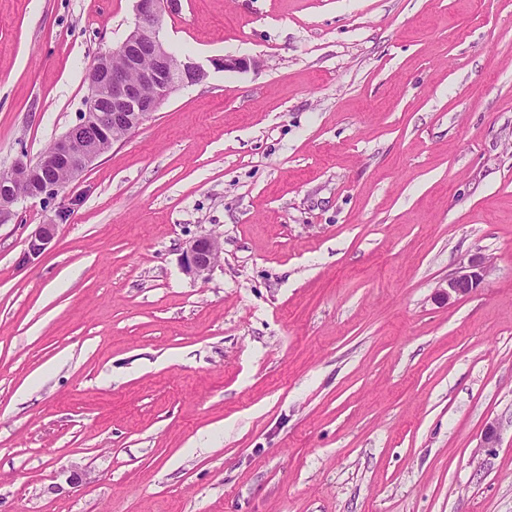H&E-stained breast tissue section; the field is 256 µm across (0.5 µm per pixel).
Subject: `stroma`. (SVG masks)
Segmentation results:
<instances>
[{"mask_svg":"<svg viewBox=\"0 0 512 512\" xmlns=\"http://www.w3.org/2000/svg\"><path fill=\"white\" fill-rule=\"evenodd\" d=\"M134 24L0 0V175ZM160 36L262 66L0 224V512H512V0H177ZM218 242L212 237H199L189 244L184 254L185 266L197 276H202L213 267ZM486 266L477 258L460 261L459 267L439 286L443 298L453 304L470 295L481 284Z\"/></svg>","mask_w":512,"mask_h":512,"instance_id":"35a3bbf8","label":"stroma"}]
</instances>
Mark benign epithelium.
I'll return each instance as SVG.
<instances>
[{"label":"benign epithelium","mask_w":512,"mask_h":512,"mask_svg":"<svg viewBox=\"0 0 512 512\" xmlns=\"http://www.w3.org/2000/svg\"><path fill=\"white\" fill-rule=\"evenodd\" d=\"M167 0H136V23L117 46L120 62L112 52L101 54L88 73V93L78 122L57 138L49 153L35 163L19 159L7 179L0 183V224L14 216V205L22 198L50 196L59 189L55 175L64 173L72 180L101 156V148L112 145L150 118L176 90L206 83L210 69L247 71L260 67L254 58L215 56L205 66L190 56L177 58L160 39ZM85 147L76 149V141ZM54 225L43 224L30 241V252L37 254L53 236ZM218 242L199 237L184 254L185 266L197 276L213 267ZM484 262L469 258L440 285L443 298L453 304L470 295L481 284ZM499 440L495 421L486 423L481 447L493 448Z\"/></svg>","instance_id":"1"}]
</instances>
